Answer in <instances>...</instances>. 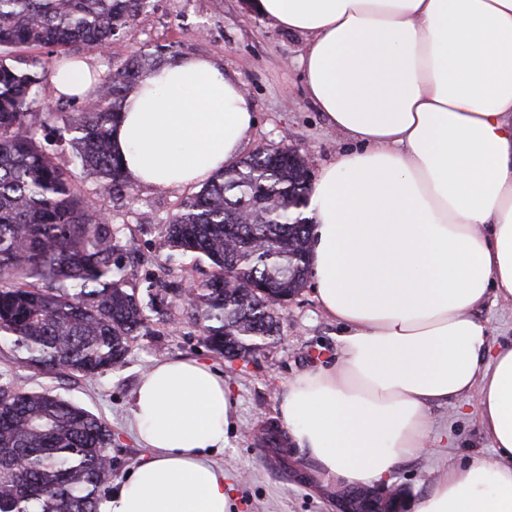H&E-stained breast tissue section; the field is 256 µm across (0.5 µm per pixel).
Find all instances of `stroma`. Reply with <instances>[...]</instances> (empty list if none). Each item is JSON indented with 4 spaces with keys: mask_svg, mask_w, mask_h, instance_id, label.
I'll use <instances>...</instances> for the list:
<instances>
[{
    "mask_svg": "<svg viewBox=\"0 0 512 512\" xmlns=\"http://www.w3.org/2000/svg\"><path fill=\"white\" fill-rule=\"evenodd\" d=\"M255 0H154L153 9L137 21L129 35L113 37L107 51L88 56L89 65L107 71L133 55L151 53L172 61L180 56L209 57L244 82L257 116L248 149L282 143L305 154L312 173L332 163L345 145L308 100L299 69L303 37L261 16ZM59 164L97 209L123 230L135 255L138 280L167 268L180 285L199 284L211 275L206 261L171 251L164 227L190 187H141L133 196L116 199L99 194L77 164L66 141L54 142ZM188 305L173 301L168 322L151 320L147 335L133 339L121 368L88 379L66 374H37L0 352V382L22 389L48 388L103 419L112 429V485H119L140 461L129 406L141 373L156 362L192 357L223 374L235 401L233 427L216 459L225 471L240 475L234 492L238 512H341L336 488L326 483L317 462L306 454L277 453L266 429L278 424V398L290 379L335 362L339 356L337 327L321 309L314 283L280 310L279 334L262 351L231 362L214 353L187 322ZM433 431L447 434L448 447L417 456L397 466L391 487L401 490L402 512H416L435 472L475 457L489 458L490 442L466 399L432 408Z\"/></svg>",
    "mask_w": 512,
    "mask_h": 512,
    "instance_id": "obj_1",
    "label": "stroma"
}]
</instances>
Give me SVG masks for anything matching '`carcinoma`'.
Returning <instances> with one entry per match:
<instances>
[{
	"instance_id": "obj_1",
	"label": "carcinoma",
	"mask_w": 512,
	"mask_h": 512,
	"mask_svg": "<svg viewBox=\"0 0 512 512\" xmlns=\"http://www.w3.org/2000/svg\"><path fill=\"white\" fill-rule=\"evenodd\" d=\"M152 0H0V347L41 374L95 377L121 367L167 297L223 356L255 354L279 332L278 308L309 276L311 173L295 150L258 147L183 199L165 225L168 247L208 261L209 280L186 295L165 268L141 283L121 229L43 145L36 93L53 89L49 58L22 49L100 52L130 34ZM135 56L103 74L99 89L63 118L68 144L99 189L135 192L111 149V126L129 94L156 71ZM112 429L51 390L0 384V512H98L112 479ZM368 490L340 502L373 509Z\"/></svg>"
}]
</instances>
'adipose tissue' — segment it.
Returning a JSON list of instances; mask_svg holds the SVG:
<instances>
[{"label": "adipose tissue", "mask_w": 512, "mask_h": 512, "mask_svg": "<svg viewBox=\"0 0 512 512\" xmlns=\"http://www.w3.org/2000/svg\"><path fill=\"white\" fill-rule=\"evenodd\" d=\"M304 39L306 96L348 145L312 185L310 272L336 363L295 376L279 413L327 481L380 484L436 452L429 410L472 401L493 454L440 469L417 512H512V344L475 310L512 302V0H256ZM95 72L67 60L55 96ZM244 83L186 56L145 78L112 133L138 186L206 180L242 155ZM222 374L178 358L139 379L146 453L103 512H233L216 459L233 420Z\"/></svg>", "instance_id": "1"}]
</instances>
